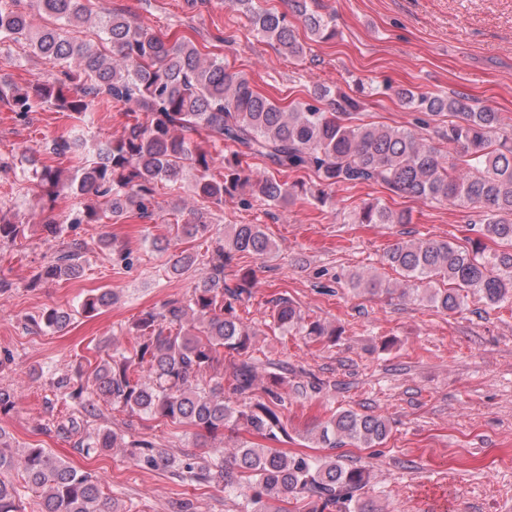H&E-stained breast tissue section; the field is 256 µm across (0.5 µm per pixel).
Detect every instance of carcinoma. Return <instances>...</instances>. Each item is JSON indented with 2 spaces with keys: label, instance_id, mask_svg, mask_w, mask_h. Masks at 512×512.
<instances>
[{
  "label": "carcinoma",
  "instance_id": "cac0c4a2",
  "mask_svg": "<svg viewBox=\"0 0 512 512\" xmlns=\"http://www.w3.org/2000/svg\"><path fill=\"white\" fill-rule=\"evenodd\" d=\"M0 0V45L25 40L49 64L63 68L66 81L46 80L19 88L0 80V102L25 120L29 113L50 105L70 113L76 124L68 134L46 142L56 157L88 154L72 169L43 166L35 170L40 196L50 204L61 197L76 203L59 217L40 225L50 240L62 237L63 225L76 230L83 224H116L127 218L151 220L158 184L171 190L188 188L214 208L224 196L240 195L241 204L260 200L282 206L296 199L333 205L338 186L381 183L396 196L429 202L458 201L482 213L481 234L503 246L485 255L481 242L471 246L450 241L399 242L386 253L387 263L404 272L410 287L402 296L455 312L469 293L495 306L512 302V135H499L498 113L469 97L396 91L416 112L429 116L449 113L457 121L436 127L434 136L448 150L427 142L412 128L354 123L361 102L341 89L317 87L303 102L285 105L257 91L246 74L207 58L187 37L164 38L116 10H104L98 24L103 45L74 42L61 27L37 26L34 16L66 26L88 17L82 0H34L36 15ZM294 14L310 39L335 36L333 18L317 13L307 0H292ZM262 39L288 57L300 60L308 44L295 35L288 14L261 7L257 0H229ZM121 104L129 121L121 135L88 139L80 126L98 105ZM205 135L201 142L193 135ZM224 146L215 157L210 147ZM260 159L271 172L256 176L248 163ZM224 173L215 178L212 169ZM311 169L315 187L288 184L276 174ZM361 224H409L411 214L376 203L364 204ZM30 225L0 208V242H16ZM186 239L202 238L212 224L197 216L177 225ZM84 243H62L58 255L34 275L32 285L77 277L82 269ZM274 245L258 224H229L216 236L214 247L197 256L181 252L171 266L180 275L195 263L204 274L182 299L146 311L132 324L131 348L116 350L86 374L60 377L54 387L64 390L78 413L54 425L58 434L79 436L77 448L98 452L127 448L135 466L147 471H173L198 486L226 491H249L242 512H380L363 497L379 455L348 464L334 450L354 445L377 448L390 433L388 421L375 414L342 410L306 430L305 439L324 455L267 448L245 441L230 464L224 450L209 458L185 452L176 457L146 440L125 442L111 428L89 429L85 417L95 415L86 393L124 408L129 417L141 414L192 429L215 439L224 428H242L265 440L288 439L279 407L283 373L268 374L262 394H256L258 363L254 357L256 331L244 325L237 305L251 296L252 272L240 274L230 288L224 269L237 253L259 257ZM442 281L446 288H436ZM352 289L366 294L388 292L382 280L353 274ZM116 293L108 288L88 295L81 313L94 316L110 307ZM71 314L50 308L31 320L35 330L63 329ZM273 324L296 330L316 342L336 335L334 327L307 321L289 300L276 301ZM229 357V373L218 365ZM18 473L16 482L10 474ZM38 493L39 512H121L116 501L103 495L100 478L79 472L45 448L12 446L0 427V512H24L21 490Z\"/></svg>",
  "mask_w": 512,
  "mask_h": 512
}]
</instances>
